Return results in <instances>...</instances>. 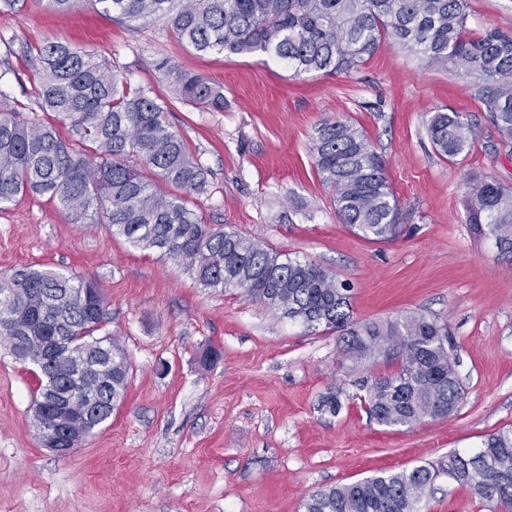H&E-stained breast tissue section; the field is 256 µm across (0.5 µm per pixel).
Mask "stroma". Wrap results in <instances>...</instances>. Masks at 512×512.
Segmentation results:
<instances>
[{
    "mask_svg": "<svg viewBox=\"0 0 512 512\" xmlns=\"http://www.w3.org/2000/svg\"><path fill=\"white\" fill-rule=\"evenodd\" d=\"M474 32L512 36V0H469ZM61 39L109 59L132 87L163 99L168 121L209 170L191 207L352 288L354 321L424 315L447 323L465 395L448 417L391 430L370 421L359 380L391 373L355 363L340 332L311 334L239 290L199 287L184 265L71 223L58 201L17 198L0 210V272L41 265L97 280L105 327L131 363L126 398L69 457L39 441L36 380L0 341V512H304L314 490L438 463L512 426V260L465 222L472 174L512 187L473 80L429 67L388 43L356 72L294 79L265 55L197 53L163 22L130 31L76 0L64 12L18 0L0 8V95L32 122L67 121L36 104L35 55ZM171 59L224 88L217 111L174 98L155 69ZM467 113L472 152L446 160L426 121ZM350 121L384 159L403 213L388 242L357 236L336 216L312 159L315 129ZM336 395L330 411L323 400ZM422 512H494L469 486L437 479Z\"/></svg>",
    "mask_w": 512,
    "mask_h": 512,
    "instance_id": "35a3bbf8",
    "label": "stroma"
}]
</instances>
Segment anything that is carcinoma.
<instances>
[{"mask_svg":"<svg viewBox=\"0 0 512 512\" xmlns=\"http://www.w3.org/2000/svg\"><path fill=\"white\" fill-rule=\"evenodd\" d=\"M102 13L136 29L162 21L201 55L262 54L288 65L292 77L312 71L351 73L389 42L428 66L460 69L474 78V96L501 142L512 147V36L469 28V0H90ZM37 99L45 112L69 122L73 142L51 124L28 122L0 105V210L24 193L57 199L72 221L105 225L134 247L181 263L204 288H236L310 333L340 330L350 336L354 360L397 365L359 384L369 418L380 426L412 427L452 414L464 389L450 353L448 324L423 315L384 324L351 319L350 288L324 268L281 259L272 248L224 225L205 223L189 197L206 192L208 170L171 130L166 102L131 88L107 58L60 40L36 48ZM162 78L181 100L224 108V88L166 61ZM436 152L454 159L474 147L467 115L436 112L427 123ZM139 161L179 193L159 192L130 165ZM318 177L332 191L340 223L364 239L386 241L399 232L401 210L382 157L352 125L325 119L313 138ZM474 234L512 257V189L491 177L466 183V218ZM106 295L94 279L23 266L0 273V339L16 359H41L45 338L68 336L74 348L39 369L34 420L51 388L72 385L75 363L89 350L97 362L85 393L96 402L78 427L97 429L124 400L131 364L108 336ZM444 475L473 494L512 512V427L487 434L474 452L452 451L437 468L380 473L313 492L305 512H419L434 480Z\"/></svg>","mask_w":512,"mask_h":512,"instance_id":"cac0c4a2","label":"carcinoma"}]
</instances>
